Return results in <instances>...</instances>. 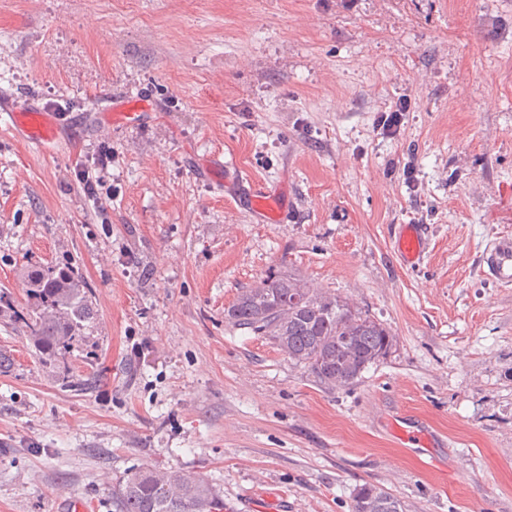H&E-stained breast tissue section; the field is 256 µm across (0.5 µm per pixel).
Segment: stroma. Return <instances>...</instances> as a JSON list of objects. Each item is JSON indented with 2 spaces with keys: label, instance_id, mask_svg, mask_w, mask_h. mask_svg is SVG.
<instances>
[{
  "label": "stroma",
  "instance_id": "stroma-1",
  "mask_svg": "<svg viewBox=\"0 0 512 512\" xmlns=\"http://www.w3.org/2000/svg\"><path fill=\"white\" fill-rule=\"evenodd\" d=\"M130 92L140 121H104ZM0 95L66 108L42 147L0 123V512H115L147 465L226 512H352L366 483L405 512H512V288L480 271L512 235V0H0ZM103 145L100 216L72 169ZM216 153L281 189L278 222L207 174ZM31 261L93 290L68 358L88 390L13 320ZM283 264L393 334L352 386L225 320ZM410 107L408 99H399L398 102L388 111L382 114L380 126L385 134H396L403 121V112H407ZM425 249V238L417 224H400L395 237L394 250L407 265L417 264Z\"/></svg>",
  "mask_w": 512,
  "mask_h": 512
}]
</instances>
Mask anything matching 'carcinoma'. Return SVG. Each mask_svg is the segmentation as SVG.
I'll return each mask as SVG.
<instances>
[{
    "label": "carcinoma",
    "instance_id": "obj_1",
    "mask_svg": "<svg viewBox=\"0 0 512 512\" xmlns=\"http://www.w3.org/2000/svg\"><path fill=\"white\" fill-rule=\"evenodd\" d=\"M20 277L32 301L30 311L17 314L26 338L61 387L85 389L88 382L73 378L67 357L88 342L96 319L92 289L72 268L28 265ZM224 318L269 337L290 361L330 388L356 382L393 345L382 323L281 268L243 290ZM112 501L116 512H224V499L203 477L150 467L128 472ZM352 512H403V507L392 493L364 484L353 494Z\"/></svg>",
    "mask_w": 512,
    "mask_h": 512
}]
</instances>
